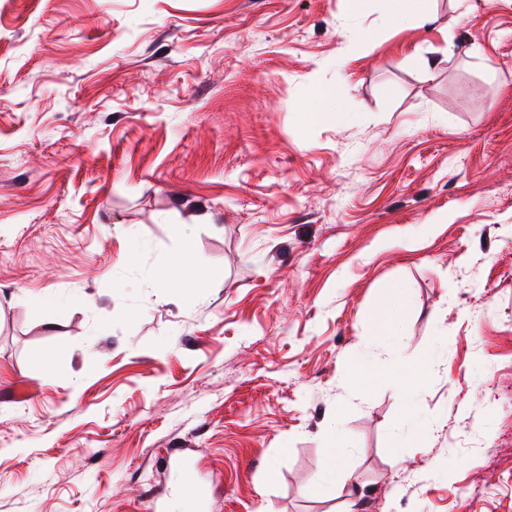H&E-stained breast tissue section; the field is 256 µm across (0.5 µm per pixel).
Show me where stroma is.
Here are the masks:
<instances>
[{
  "label": "stroma",
  "instance_id": "stroma-1",
  "mask_svg": "<svg viewBox=\"0 0 512 512\" xmlns=\"http://www.w3.org/2000/svg\"><path fill=\"white\" fill-rule=\"evenodd\" d=\"M431 7L0 0V512H512V0ZM301 115L307 123L332 118L337 124H345L351 119V113L342 112L336 89L330 86L315 87ZM171 266L176 270V274L171 275L165 288H183L184 284L182 279L177 275V272L188 268L195 267L202 270V265L199 263L190 237H186L182 250L174 255L171 259ZM375 379H391L400 382L402 388L406 392L413 393L419 391L424 385V373L422 370L418 371H404L399 366H390L385 369L384 373L379 375H367L361 365H352L345 374L344 382L350 384L359 392H363L362 384L364 381ZM328 447L320 487L326 491L336 486V480L346 474L348 449L335 425L328 426Z\"/></svg>",
  "mask_w": 512,
  "mask_h": 512
}]
</instances>
